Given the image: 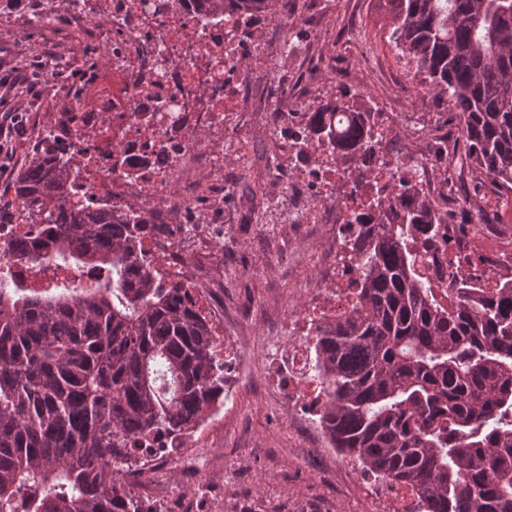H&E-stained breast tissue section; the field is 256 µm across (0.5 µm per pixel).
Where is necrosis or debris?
<instances>
[{
  "label": "necrosis or debris",
  "mask_w": 512,
  "mask_h": 512,
  "mask_svg": "<svg viewBox=\"0 0 512 512\" xmlns=\"http://www.w3.org/2000/svg\"><path fill=\"white\" fill-rule=\"evenodd\" d=\"M248 21V15L238 12L217 17L192 9L175 12L168 9L167 0H108L112 67L127 76L122 100L109 117L85 112L80 121H59L50 129L62 159L72 165V187L79 197L94 207L134 208L147 223L142 245L152 262L150 273L162 285L179 282L196 289L208 281L205 267L184 249L185 239L202 231L201 226L186 224L182 216L192 209L198 190L175 172L185 165L204 169L212 186L224 185L223 165L202 147L197 134L223 126L225 113L250 99L235 76L238 61L258 50L244 36ZM317 108V102L294 97L285 140L292 151L316 159L313 183L324 187L325 193L312 200L305 193L289 192L288 221L307 223L318 206H327L325 221L336 227L328 261L336 285L315 289L307 309L289 319V338L271 348L268 383L310 426L319 448L333 457L337 450L320 424L324 399L313 377L315 327L335 321L351 308L349 284L358 270L350 245L359 218L376 217L371 199L392 197L393 207L384 218L388 224L400 223L421 202L432 205L437 222L419 227L418 264L447 308L458 303L450 288L456 268L468 269L479 288L512 280V233L498 224L476 233L475 215L462 212L455 181L433 177L437 167L450 165L458 151V114L449 113L431 133L414 128L416 148L397 152L390 144L392 115L400 111V104L372 108L378 145L364 164L328 145H304L305 122ZM115 144L121 147L119 165L111 155ZM214 324L226 363L224 395L229 398L238 384L234 368L243 354L242 345L229 331L224 315H216ZM350 477L375 504V512H428L427 502L411 488L356 467Z\"/></svg>",
  "instance_id": "necrosis-or-debris-1"
}]
</instances>
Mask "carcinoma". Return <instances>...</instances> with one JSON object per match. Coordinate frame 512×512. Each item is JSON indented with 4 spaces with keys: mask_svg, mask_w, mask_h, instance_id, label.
Masks as SVG:
<instances>
[{
    "mask_svg": "<svg viewBox=\"0 0 512 512\" xmlns=\"http://www.w3.org/2000/svg\"><path fill=\"white\" fill-rule=\"evenodd\" d=\"M212 16L277 0H193ZM391 39L463 120L464 158L512 190V0H391ZM366 151L364 113L325 103L306 138ZM71 167L43 139L12 183L42 229L0 259L107 270L105 286L27 288L0 279V512H157L132 467L161 434L181 438L219 398L224 361L190 290L162 286L135 254L142 223L72 197ZM360 224L355 303L318 326L321 423L365 471L430 512H512V286L475 291L453 272L447 310L418 269L414 230Z\"/></svg>",
    "mask_w": 512,
    "mask_h": 512,
    "instance_id": "obj_1",
    "label": "carcinoma"
}]
</instances>
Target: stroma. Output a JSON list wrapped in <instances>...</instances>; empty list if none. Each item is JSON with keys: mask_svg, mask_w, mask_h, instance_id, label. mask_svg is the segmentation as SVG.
I'll use <instances>...</instances> for the list:
<instances>
[{"mask_svg": "<svg viewBox=\"0 0 512 512\" xmlns=\"http://www.w3.org/2000/svg\"><path fill=\"white\" fill-rule=\"evenodd\" d=\"M391 10L389 0H338L334 13L326 16L303 9L289 14L298 30L317 31L316 49L332 54L334 69L323 71L315 82L301 58L285 60L277 74L264 61H246V84L257 91L259 105L228 113L223 127L202 134L205 143L223 153L224 206L215 208L212 197L203 194L194 213L224 228L208 248L218 284L212 303L226 306L228 321L244 338L242 390L234 401L232 425H225L223 407L207 414L193 442L198 455L192 465L157 473L159 489L148 500L159 512H180L191 485L206 493L207 512H249L255 501L275 512L286 500L301 501L302 512H366L342 463L314 449L298 412L264 384L266 347L287 334L289 314L301 310L309 289L322 283L324 250L336 234L332 224L283 223L284 208L273 206V199H287L289 178L308 186L311 165L291 157L281 137L271 134L269 106L299 88L312 100L336 101V71L342 68L363 81L370 100L396 95L417 100L421 124L431 125L436 115L450 112L446 100L419 97L410 81L416 67L400 49L392 51L399 59L395 67L369 63L352 50L349 38L358 19L389 40ZM89 46L71 32L69 22L35 28L22 8L0 13V77L22 79L18 85L0 86V113L19 106L26 117L23 133L0 148V214L15 211L16 202L5 187L30 159L51 113L72 107L59 86L79 93L92 112L119 97L121 74L108 66L88 71ZM52 62L62 69L48 81L43 73Z\"/></svg>", "mask_w": 512, "mask_h": 512, "instance_id": "35a3bbf8", "label": "stroma"}]
</instances>
